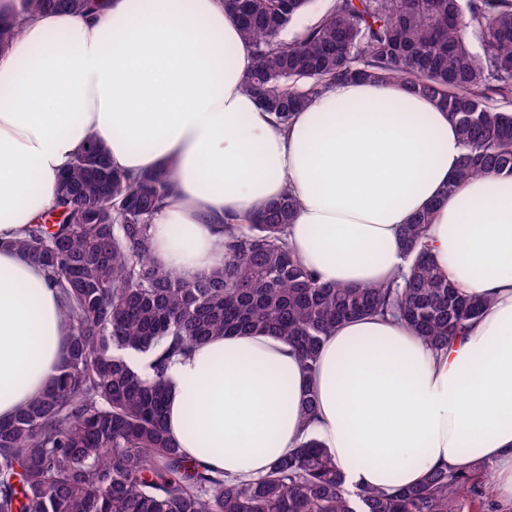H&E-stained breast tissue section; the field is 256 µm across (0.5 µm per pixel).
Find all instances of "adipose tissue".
Returning a JSON list of instances; mask_svg holds the SVG:
<instances>
[{
	"label": "adipose tissue",
	"instance_id": "adipose-tissue-1",
	"mask_svg": "<svg viewBox=\"0 0 512 512\" xmlns=\"http://www.w3.org/2000/svg\"><path fill=\"white\" fill-rule=\"evenodd\" d=\"M0 17L21 23L0 53V419L44 389L68 336L44 272L8 243L94 137L117 170L170 172L152 257L183 279L223 264L225 219L289 191L288 240L323 282L391 280L404 225L430 209L433 262L491 300L444 350L400 320L344 322L312 372L263 332L195 346L168 371V432L187 457L249 479L310 435L351 489L482 461L512 496V177L444 196L463 155L446 110L403 82L353 79L279 125L243 89L253 56L223 0H103L89 16L0 0Z\"/></svg>",
	"mask_w": 512,
	"mask_h": 512
}]
</instances>
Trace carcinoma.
<instances>
[{"mask_svg": "<svg viewBox=\"0 0 512 512\" xmlns=\"http://www.w3.org/2000/svg\"><path fill=\"white\" fill-rule=\"evenodd\" d=\"M310 0H224L254 64L245 90L282 125L347 79H400L437 99L464 147L444 195L487 176H512V0H332L293 41L281 32ZM98 0H29L33 13L83 16ZM479 50L470 49L467 32ZM0 18V52L18 36ZM163 170L128 175L92 139L58 177L54 204L10 246L39 264L60 298L69 342L44 390L0 421V512H458L483 475L431 469L414 487L349 491L314 438L243 480L192 465L165 424L167 371L214 336L267 332L308 370L344 321L404 320L435 349L490 305L461 296L428 253L426 212L405 226L408 271L368 287L324 283L287 240L286 194L245 224L224 225V264L194 280L152 259ZM147 357L145 367L129 356Z\"/></svg>", "mask_w": 512, "mask_h": 512, "instance_id": "obj_1", "label": "carcinoma"}]
</instances>
